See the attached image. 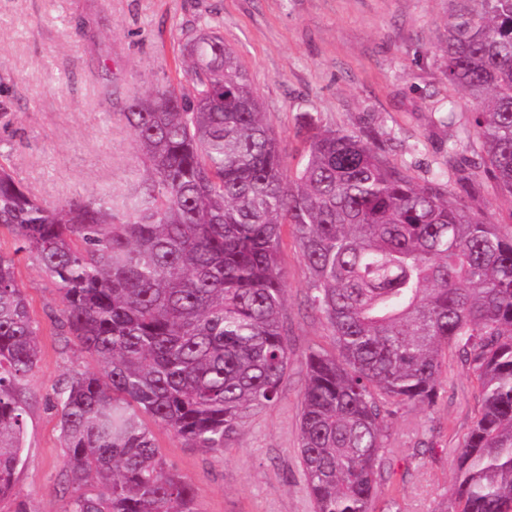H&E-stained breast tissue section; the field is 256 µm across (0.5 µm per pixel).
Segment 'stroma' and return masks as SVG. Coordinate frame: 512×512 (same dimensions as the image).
<instances>
[{
    "label": "stroma",
    "mask_w": 512,
    "mask_h": 512,
    "mask_svg": "<svg viewBox=\"0 0 512 512\" xmlns=\"http://www.w3.org/2000/svg\"><path fill=\"white\" fill-rule=\"evenodd\" d=\"M454 0H0V154L14 178L53 205L103 184L123 192L139 178L123 112L151 83H178L188 38L224 37L246 68L288 158L305 161L304 117L368 133L418 184L442 178L486 223L512 231V200L484 171L467 133L470 100L449 87L442 51ZM112 87L111 99L95 94ZM454 109L451 125L438 117ZM456 151H449V143ZM280 261L287 277L288 373L280 397L245 418L223 453L185 447L154 421L165 459L197 492V512H314L299 452V419L311 350L333 352L328 324L307 307L308 270L292 235ZM16 275L41 327L40 360L27 402L15 497L0 512H59L66 458L56 386L95 371L96 357L56 334L61 303L38 264ZM476 375L455 349L443 354L439 395L429 406H394L384 423L377 512H448L453 460L479 417Z\"/></svg>",
    "instance_id": "35a3bbf8"
}]
</instances>
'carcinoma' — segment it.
Returning <instances> with one entry per match:
<instances>
[{"mask_svg":"<svg viewBox=\"0 0 512 512\" xmlns=\"http://www.w3.org/2000/svg\"><path fill=\"white\" fill-rule=\"evenodd\" d=\"M443 52L469 96L488 175L512 196V0H456ZM187 85L155 86L124 113L140 181L47 206L0 163V499L15 495L39 327L16 276L38 262L61 302L62 335L97 372L57 388L72 484L61 512H196L142 416L188 448L221 454L273 403L288 371L286 276L295 238L308 306L335 353L313 350L300 456L315 512H374L392 404L431 405L442 351L477 376L480 417L455 457L448 512H512V235L441 179L423 185L371 136L306 121V161L286 155L234 51L190 39Z\"/></svg>","mask_w":512,"mask_h":512,"instance_id":"obj_1","label":"carcinoma"}]
</instances>
